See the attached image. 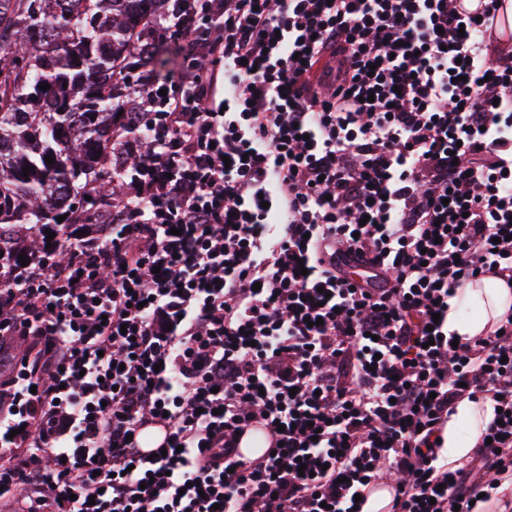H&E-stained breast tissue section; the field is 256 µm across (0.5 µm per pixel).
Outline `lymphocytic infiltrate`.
Returning a JSON list of instances; mask_svg holds the SVG:
<instances>
[{
  "label": "lymphocytic infiltrate",
  "instance_id": "1",
  "mask_svg": "<svg viewBox=\"0 0 512 512\" xmlns=\"http://www.w3.org/2000/svg\"><path fill=\"white\" fill-rule=\"evenodd\" d=\"M171 29L126 218L0 285V512H362L383 476L390 512H487L512 314L459 343L433 317L512 286V49L455 0H182ZM478 396L498 418L448 470ZM257 424L278 447L238 459ZM493 405L481 397L465 398L456 405L455 412L442 429L440 448L437 449L441 465L448 463V469H453L472 454L494 418ZM152 429H157V432ZM166 440V429L159 424H149L143 428L141 439L142 447L139 448L140 454L144 459H149V456L155 454L157 449Z\"/></svg>",
  "mask_w": 512,
  "mask_h": 512
}]
</instances>
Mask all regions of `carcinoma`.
Masks as SVG:
<instances>
[{"instance_id":"obj_1","label":"carcinoma","mask_w":512,"mask_h":512,"mask_svg":"<svg viewBox=\"0 0 512 512\" xmlns=\"http://www.w3.org/2000/svg\"><path fill=\"white\" fill-rule=\"evenodd\" d=\"M169 2L0 0V284L24 269L19 255L62 261V239L112 224V210L91 206L109 202L122 170L151 150L121 147L117 131L139 136L125 123L137 109L126 77L176 61L159 40Z\"/></svg>"}]
</instances>
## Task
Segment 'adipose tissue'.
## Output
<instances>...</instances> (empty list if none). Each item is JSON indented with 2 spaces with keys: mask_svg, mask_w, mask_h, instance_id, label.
Wrapping results in <instances>:
<instances>
[{
  "mask_svg": "<svg viewBox=\"0 0 512 512\" xmlns=\"http://www.w3.org/2000/svg\"><path fill=\"white\" fill-rule=\"evenodd\" d=\"M512 311V289L496 277H485L458 289L448 300V329L472 338L485 335L505 314ZM494 417L490 400L459 402L442 429L438 450L440 463L456 467L474 451Z\"/></svg>",
  "mask_w": 512,
  "mask_h": 512,
  "instance_id": "obj_1",
  "label": "adipose tissue"
}]
</instances>
